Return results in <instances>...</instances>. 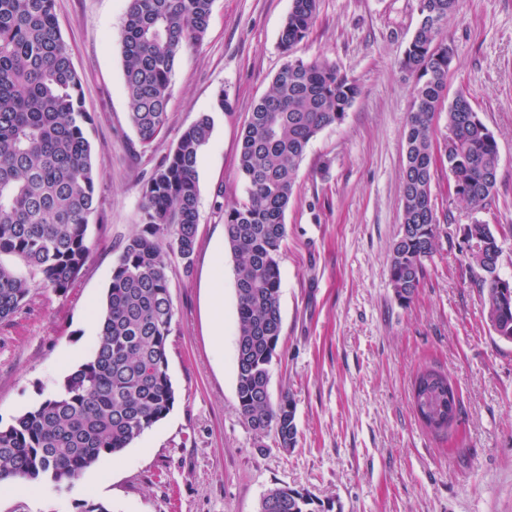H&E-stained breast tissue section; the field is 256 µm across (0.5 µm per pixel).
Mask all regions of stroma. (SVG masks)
<instances>
[{"label":"stroma","instance_id":"obj_1","mask_svg":"<svg viewBox=\"0 0 512 512\" xmlns=\"http://www.w3.org/2000/svg\"><path fill=\"white\" fill-rule=\"evenodd\" d=\"M291 0H214L202 42L178 58L165 135L143 147L130 124L119 33L128 0H55V13L93 122L97 211L90 256L64 295L34 285L0 323V423L60 385L56 361L84 363L86 327L100 308L122 243L139 227L141 187L179 134L204 112L214 127L198 164L197 247L191 271L172 262L175 316L168 416L114 456L110 483L82 482L39 498L0 494V512H258L288 484L335 499L342 512H512V342L490 325L463 230L504 225L501 278L512 280V0H460L445 31L454 57L446 99L469 93L499 148L497 190L473 211L432 182L437 247L411 302L388 277L400 231L404 132L414 76L399 60L417 24V0H319L316 22L291 55L327 57L361 93L345 120L321 131L300 165L280 246L282 336L271 392H290L294 448L258 437L238 410L236 262L224 208L243 202L240 137L285 61L279 34ZM226 110H218L219 99ZM223 286L224 343L209 318L210 283ZM445 372L458 393L450 429H426L411 404L418 369Z\"/></svg>","mask_w":512,"mask_h":512}]
</instances>
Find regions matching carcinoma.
Here are the masks:
<instances>
[{
	"label": "carcinoma",
	"mask_w": 512,
	"mask_h": 512,
	"mask_svg": "<svg viewBox=\"0 0 512 512\" xmlns=\"http://www.w3.org/2000/svg\"><path fill=\"white\" fill-rule=\"evenodd\" d=\"M214 0H129L120 31L124 91L138 140L151 147L168 126L167 106L177 57L207 32ZM458 0H417L419 21L400 60L416 75L405 130L401 228L388 268L398 300L412 299L436 249L438 218L431 185L448 167L449 187L481 210L497 186V141L461 91L444 103L453 48L443 38ZM318 0H291L279 45L286 62L244 127L237 176L247 199L224 210L225 236L237 261L236 391L238 408L258 434L295 446L296 405L283 392L272 399L270 366L282 335L279 248L285 213L310 142L342 123L360 94L358 84L324 56L292 57L312 28ZM447 111L451 144L441 146L434 120ZM81 83L62 38L54 0H0V255L19 258L27 275L0 262V322L22 308L29 280L64 295L90 251L96 171L86 128ZM213 118L203 113L185 128L142 185L139 231L130 236L99 314L100 338L90 360L66 376L36 406L0 425V480L21 476L59 489L114 455L174 408L168 338L174 319L167 268L190 270L197 246L198 162ZM465 261L496 335L512 341V281L497 274L502 254L490 225L466 226ZM450 381L429 366L412 385L414 410L429 430L453 422ZM258 512H341L332 498L304 488L275 486Z\"/></svg>",
	"instance_id": "obj_1"
}]
</instances>
